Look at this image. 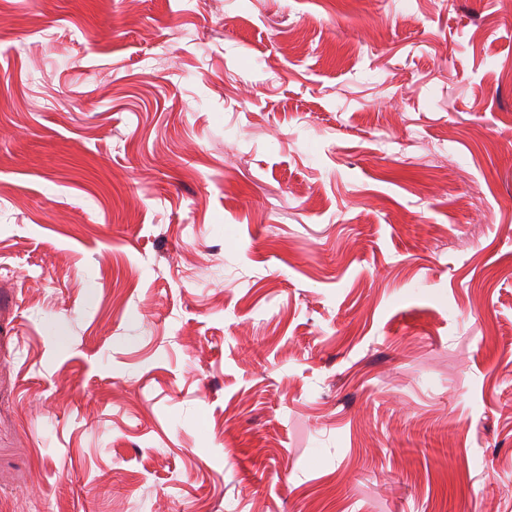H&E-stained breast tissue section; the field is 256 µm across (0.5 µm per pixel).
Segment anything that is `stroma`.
Returning <instances> with one entry per match:
<instances>
[{"label": "stroma", "mask_w": 512, "mask_h": 512, "mask_svg": "<svg viewBox=\"0 0 512 512\" xmlns=\"http://www.w3.org/2000/svg\"><path fill=\"white\" fill-rule=\"evenodd\" d=\"M0 512H512L507 0H0Z\"/></svg>", "instance_id": "stroma-1"}]
</instances>
